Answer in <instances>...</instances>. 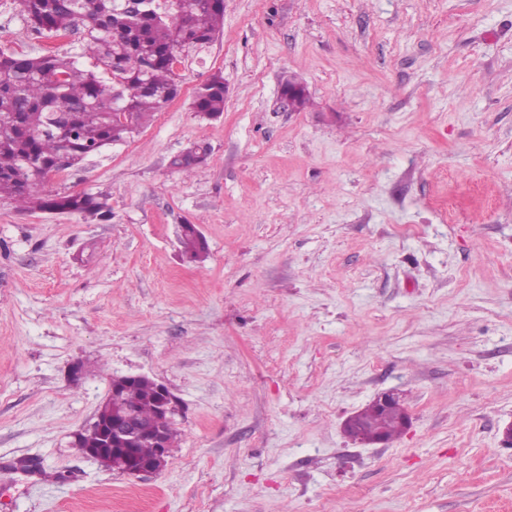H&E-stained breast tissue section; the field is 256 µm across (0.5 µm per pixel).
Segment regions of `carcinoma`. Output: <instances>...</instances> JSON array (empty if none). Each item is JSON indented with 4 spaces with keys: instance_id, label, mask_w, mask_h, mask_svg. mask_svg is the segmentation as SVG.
Instances as JSON below:
<instances>
[{
    "instance_id": "obj_1",
    "label": "carcinoma",
    "mask_w": 512,
    "mask_h": 512,
    "mask_svg": "<svg viewBox=\"0 0 512 512\" xmlns=\"http://www.w3.org/2000/svg\"><path fill=\"white\" fill-rule=\"evenodd\" d=\"M20 6L38 33L82 32L84 52L109 80L59 53H0V198L27 210L78 212L106 221L112 210L105 195L50 192L44 189L46 179L59 170L58 162L77 165L149 125L179 94L171 59L186 48L211 44L223 24L224 6L177 0L172 22L145 3L122 14L101 12L96 0H20ZM225 95L223 74H211L194 92V112L208 119L221 116ZM208 154V146L193 144L173 165L187 173ZM180 239L186 257H206L191 225L181 226ZM111 390L117 399L103 414L128 407L146 424L158 416L155 381L115 377ZM358 417L390 442L404 431L397 414L368 407Z\"/></svg>"
}]
</instances>
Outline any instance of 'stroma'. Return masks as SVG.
I'll use <instances>...</instances> for the list:
<instances>
[{
    "instance_id": "stroma-1",
    "label": "stroma",
    "mask_w": 512,
    "mask_h": 512,
    "mask_svg": "<svg viewBox=\"0 0 512 512\" xmlns=\"http://www.w3.org/2000/svg\"><path fill=\"white\" fill-rule=\"evenodd\" d=\"M82 45L0 0V49L88 68ZM179 76L147 127L49 181L108 195L110 220L0 199V512H512V0H224ZM197 142L207 160L171 170ZM133 374L180 401L139 476L74 446ZM388 391L407 429L353 443ZM225 95L223 74L219 71L211 74L194 92V112L208 119L220 117L224 112ZM194 224H182L181 226V245L183 254L195 261H202L207 254L201 246V242L196 238L193 228Z\"/></svg>"
}]
</instances>
